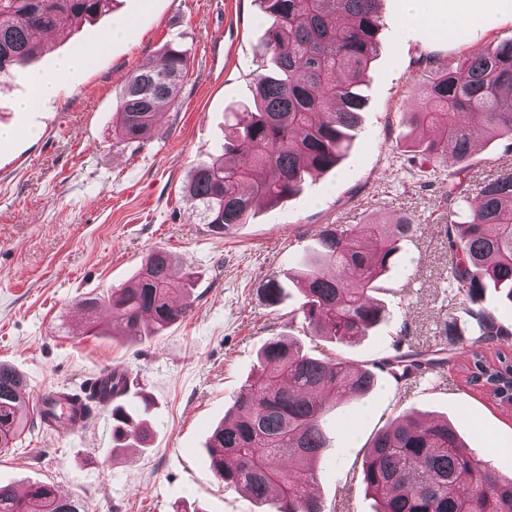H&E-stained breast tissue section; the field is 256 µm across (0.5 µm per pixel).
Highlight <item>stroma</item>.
<instances>
[{"instance_id": "35a3bbf8", "label": "stroma", "mask_w": 512, "mask_h": 512, "mask_svg": "<svg viewBox=\"0 0 512 512\" xmlns=\"http://www.w3.org/2000/svg\"><path fill=\"white\" fill-rule=\"evenodd\" d=\"M383 25L370 65L353 146L338 167L310 176L288 201L260 203L229 236L208 232L193 215L186 185L196 163L221 149L263 70L267 21L257 0H117L109 14L63 24L32 70L56 73L59 58L89 54L86 68L56 74L59 92L40 111L21 112L23 75L0 74V363L23 375L30 394L85 392L102 368L124 372L128 397H148L154 434L147 452L113 460L108 420L94 410L81 432L44 426L35 412L14 447L0 448V483L46 482L66 488L85 512H260L243 490L210 468L207 444L252 375L269 338L311 352L319 339L289 328L301 302L288 274L299 267L321 225L347 228L409 216L405 239L378 294L385 322L340 357L371 365L397 341L428 346L448 293V249L441 207L453 159L411 171L404 152L417 138L409 114L433 68L512 39V14L462 28L453 38L419 27L400 29V0H381ZM179 44L189 70L175 103L159 114L149 139L114 146L118 95L135 69L160 61ZM168 251L176 272L192 268L195 304L182 321L146 338L113 335L111 315L92 332L78 309L129 283L149 251ZM279 277L281 302L268 306L262 287ZM461 339L446 385L396 383L379 374L364 397L337 401L327 415L329 446L317 465L314 491L326 512H374L356 474L373 435L395 417H445L479 458L502 471L494 453L512 443V406L469 386L461 371L473 336L471 319L451 310Z\"/></svg>"}]
</instances>
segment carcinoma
Instances as JSON below:
<instances>
[{"label": "carcinoma", "mask_w": 512, "mask_h": 512, "mask_svg": "<svg viewBox=\"0 0 512 512\" xmlns=\"http://www.w3.org/2000/svg\"><path fill=\"white\" fill-rule=\"evenodd\" d=\"M116 0H0V73L24 69L45 47L60 20L81 23L112 10ZM380 0H260L269 21L265 50L268 70L254 76L252 105L235 124L222 153L197 163L188 185L191 207L208 231L229 235L247 222L254 204H278L296 195L305 176L333 170L348 151L360 113L364 87L383 26ZM186 51L168 44L159 67L133 71L119 93L115 145L142 143L159 113L176 100L188 72ZM416 129L437 127L440 135L420 140L412 158L438 163L451 156L469 160L476 139L507 140L512 147V39L491 53L468 55L456 66L435 70L422 90ZM466 168L448 173L442 209L448 211V305H462L475 319L468 383L503 402L512 353L488 360L482 345L507 342L512 329L483 306L488 287L501 289L512 305V166L481 180ZM416 225L403 217L395 224H324L317 249L294 275L303 295L300 324L314 336L351 343L382 323L383 302L373 296L389 271L400 242ZM374 241L370 249L363 237ZM170 255L153 250L133 283L108 295L112 321L125 335H145L143 317L163 329L193 309L195 272L180 279L170 273ZM283 286L268 279L270 305ZM445 348L397 347L370 368L354 366L332 353L305 352L291 341L272 337L257 352L258 368L235 397L230 412L213 431L210 466L228 485L249 491L267 512H324L306 479L328 447L326 396H365L376 387V370L396 382L431 374L447 363ZM14 368L0 364V448L24 429L25 405ZM128 386L125 373L112 371L100 390L83 401L65 392L48 397L40 421L58 429L77 416L91 417L105 397L118 398ZM153 429L124 404L112 406V455L150 446ZM366 493L375 512H512V475L502 476L446 420L426 424L399 417L372 439L360 462ZM0 512H81L78 502L59 497L50 484H32L19 496L0 484Z\"/></svg>", "instance_id": "carcinoma-1"}]
</instances>
